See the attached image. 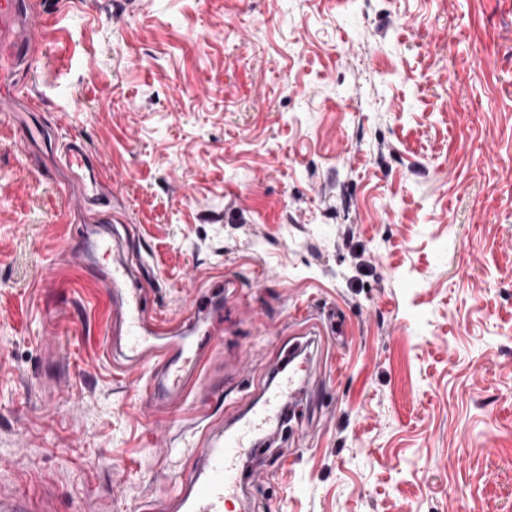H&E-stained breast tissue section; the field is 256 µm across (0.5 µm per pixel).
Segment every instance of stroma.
<instances>
[{"mask_svg":"<svg viewBox=\"0 0 512 512\" xmlns=\"http://www.w3.org/2000/svg\"><path fill=\"white\" fill-rule=\"evenodd\" d=\"M43 9L20 121L101 152L148 307L182 325L155 350L205 357L144 407L102 257L68 253L94 225L0 131V493L175 512L193 426H237L305 342L241 512H512V0Z\"/></svg>","mask_w":512,"mask_h":512,"instance_id":"obj_1","label":"stroma"}]
</instances>
